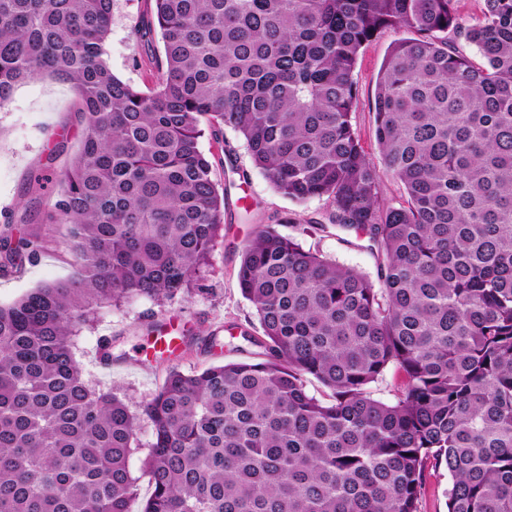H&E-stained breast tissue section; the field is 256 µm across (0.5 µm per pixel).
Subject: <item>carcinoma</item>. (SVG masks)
<instances>
[{
	"mask_svg": "<svg viewBox=\"0 0 512 512\" xmlns=\"http://www.w3.org/2000/svg\"><path fill=\"white\" fill-rule=\"evenodd\" d=\"M456 2L154 0L144 92L107 61L113 0H0V109L49 76L83 115L49 216L76 272L0 305V512H131L142 417L141 512H419L430 464L448 512H512V0H483L468 28ZM391 27L411 37L376 84L380 171L351 123L353 72ZM205 117L282 196L330 200L311 228L366 236L377 280L262 227L237 271L261 360L172 367L135 414L86 384L74 338L103 308L201 291L224 229ZM34 253L0 236L5 260ZM391 368L385 402L372 387ZM153 440L150 426L145 421H141L140 430L137 435L136 448L129 457V469L131 475L136 478L138 488V498L131 505L133 512L141 510L145 500L151 493V486L148 483V477L145 475V461L149 453V448Z\"/></svg>",
	"mask_w": 512,
	"mask_h": 512,
	"instance_id": "obj_1",
	"label": "carcinoma"
}]
</instances>
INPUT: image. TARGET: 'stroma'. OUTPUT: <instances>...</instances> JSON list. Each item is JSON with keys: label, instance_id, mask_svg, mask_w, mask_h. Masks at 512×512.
I'll return each instance as SVG.
<instances>
[{"label": "stroma", "instance_id": "1", "mask_svg": "<svg viewBox=\"0 0 512 512\" xmlns=\"http://www.w3.org/2000/svg\"><path fill=\"white\" fill-rule=\"evenodd\" d=\"M153 9V0H116L112 30L106 42L113 73L141 90L158 79L154 58L161 52L157 33L139 37L137 29ZM407 29L384 30L365 45L353 72L359 104L352 116L370 161L381 165L374 139L373 103L378 71L388 48L407 38ZM82 116L73 87L38 79L19 86L9 106L0 110V234L23 236L38 242L32 257L13 264L0 261V304L13 302L38 285L74 275L76 268L65 243L69 227L48 223L56 197L33 180L35 173L52 174L64 168L81 139ZM202 151L214 164V179L224 180L223 159L235 163L243 202L225 207L224 231L212 260L203 292L176 297L163 304L138 299L120 308L102 309L76 338L75 355L83 378L99 389H116L131 411H139L162 386L170 366L191 373L216 363L256 358L259 349L249 336L261 331L253 309L238 286L236 273L245 240L267 224L294 237L304 248L335 259L368 275L376 260L366 238L335 230L313 231L309 222H326L331 204L325 199L295 203L281 196L254 166L243 139L231 129L219 136L204 134ZM173 320L181 349L173 356L157 354L150 335L153 324ZM220 346L210 347L209 337ZM112 341V365L100 363L98 346Z\"/></svg>", "mask_w": 512, "mask_h": 512}]
</instances>
